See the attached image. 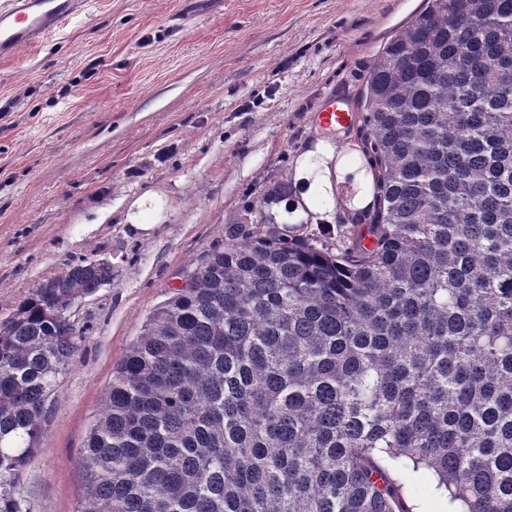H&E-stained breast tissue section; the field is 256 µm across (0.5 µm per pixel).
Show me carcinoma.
<instances>
[{"label": "carcinoma", "instance_id": "obj_1", "mask_svg": "<svg viewBox=\"0 0 512 512\" xmlns=\"http://www.w3.org/2000/svg\"><path fill=\"white\" fill-rule=\"evenodd\" d=\"M336 239L278 179L148 317L81 451L78 512H512V0H427L360 93ZM81 260L0 323V512H23ZM435 482L430 479L420 482L407 502L413 512H448V500L444 494L436 491Z\"/></svg>", "mask_w": 512, "mask_h": 512}]
</instances>
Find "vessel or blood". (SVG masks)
<instances>
[{
    "label": "vessel or blood",
    "mask_w": 512,
    "mask_h": 512,
    "mask_svg": "<svg viewBox=\"0 0 512 512\" xmlns=\"http://www.w3.org/2000/svg\"><path fill=\"white\" fill-rule=\"evenodd\" d=\"M81 5L82 0H0V59L14 58L22 48L48 36ZM355 122V113L340 97L319 114L325 128H346Z\"/></svg>",
    "instance_id": "obj_1"
}]
</instances>
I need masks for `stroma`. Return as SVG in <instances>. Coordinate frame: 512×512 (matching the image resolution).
Here are the masks:
<instances>
[{
    "label": "stroma",
    "mask_w": 512,
    "mask_h": 512,
    "mask_svg": "<svg viewBox=\"0 0 512 512\" xmlns=\"http://www.w3.org/2000/svg\"><path fill=\"white\" fill-rule=\"evenodd\" d=\"M424 0H84L52 35L0 59V320L74 262L112 281L82 301L74 365L19 479L28 512H76L80 450L112 370L184 269L308 146L344 151L328 96L355 104L388 39ZM149 192L146 240L126 216ZM134 206L137 207L138 212L129 213L127 215V222L130 223L128 225L130 226L131 232L141 238L151 237L156 229L161 225L155 223L163 218V200L156 194H147L136 201ZM142 209L151 210L153 212V216L155 218L154 222H151V224H146L145 222L141 221L140 215L142 213Z\"/></svg>",
    "instance_id": "35a3bbf8"
}]
</instances>
